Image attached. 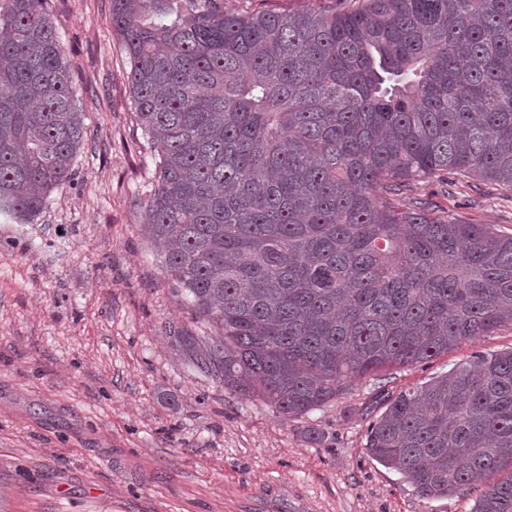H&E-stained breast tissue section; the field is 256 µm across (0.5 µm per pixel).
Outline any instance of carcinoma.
Wrapping results in <instances>:
<instances>
[{
  "instance_id": "1",
  "label": "carcinoma",
  "mask_w": 512,
  "mask_h": 512,
  "mask_svg": "<svg viewBox=\"0 0 512 512\" xmlns=\"http://www.w3.org/2000/svg\"><path fill=\"white\" fill-rule=\"evenodd\" d=\"M0 6V211L29 223L85 128L47 0ZM138 127L159 155L144 223L209 336L176 349L283 418L512 324V235L386 204L452 172L512 191V0H362L226 13L111 0ZM366 450L423 498L512 512V350L399 392Z\"/></svg>"
}]
</instances>
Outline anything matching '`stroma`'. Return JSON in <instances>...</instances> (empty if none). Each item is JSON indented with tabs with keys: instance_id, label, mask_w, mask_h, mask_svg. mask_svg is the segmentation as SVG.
Returning a JSON list of instances; mask_svg holds the SVG:
<instances>
[{
	"instance_id": "35a3bbf8",
	"label": "stroma",
	"mask_w": 512,
	"mask_h": 512,
	"mask_svg": "<svg viewBox=\"0 0 512 512\" xmlns=\"http://www.w3.org/2000/svg\"><path fill=\"white\" fill-rule=\"evenodd\" d=\"M86 136L32 223L0 214V512H471L369 458L389 396L512 349V325L354 381L283 419L175 348L206 335L151 247L140 198L158 155L136 126L111 0H48ZM512 235V192L444 173L392 205Z\"/></svg>"
}]
</instances>
